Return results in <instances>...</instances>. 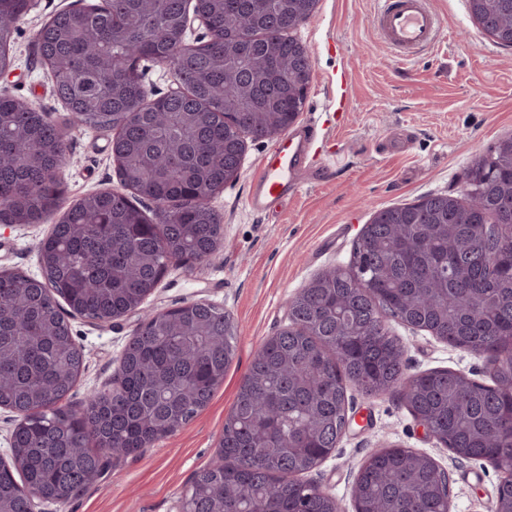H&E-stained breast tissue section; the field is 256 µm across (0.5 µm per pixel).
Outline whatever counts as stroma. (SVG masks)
I'll list each match as a JSON object with an SVG mask.
<instances>
[{
  "label": "stroma",
  "mask_w": 512,
  "mask_h": 512,
  "mask_svg": "<svg viewBox=\"0 0 512 512\" xmlns=\"http://www.w3.org/2000/svg\"><path fill=\"white\" fill-rule=\"evenodd\" d=\"M101 0H36L18 22L14 65L0 77V94L26 101L57 125L68 114L34 56L38 29L57 13ZM442 18L437 44L404 61L377 37L375 0H318L296 35L309 48L312 80L298 121L317 126L316 167L277 211L252 212L250 183L269 141L248 142L238 179L211 206L224 225V245L208 261L169 266L139 313L109 324L71 319L85 366L68 402L79 406L94 390L111 388L122 350L143 315L189 302L223 307L238 325L236 355L209 403L174 434L136 455L112 460L103 479L64 504L37 512H175L196 472L210 464L238 389L264 340L287 326V304L322 271L348 265L354 242L380 209L430 193L465 192L464 175L499 139L512 136V49L475 23L469 0H429ZM111 133L68 128L63 206L87 195L123 193L112 159ZM51 222L0 227V270L40 277L37 248ZM407 374L452 369L488 382L486 358L430 333L392 323ZM350 425L335 453L312 473L354 512L351 488L371 452L400 446L435 459L453 479L450 512H491L499 484L485 461H460L425 434L400 393L368 397L348 386Z\"/></svg>",
  "instance_id": "35a3bbf8"
}]
</instances>
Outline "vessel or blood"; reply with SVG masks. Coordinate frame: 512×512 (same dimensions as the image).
Returning <instances> with one entry per match:
<instances>
[{
  "label": "vessel or blood",
  "mask_w": 512,
  "mask_h": 512,
  "mask_svg": "<svg viewBox=\"0 0 512 512\" xmlns=\"http://www.w3.org/2000/svg\"><path fill=\"white\" fill-rule=\"evenodd\" d=\"M373 25L384 44L407 57L432 48L442 22L428 0H377ZM318 136L314 125H303L262 161L249 198L254 211H267L297 189Z\"/></svg>",
  "instance_id": "1"
}]
</instances>
